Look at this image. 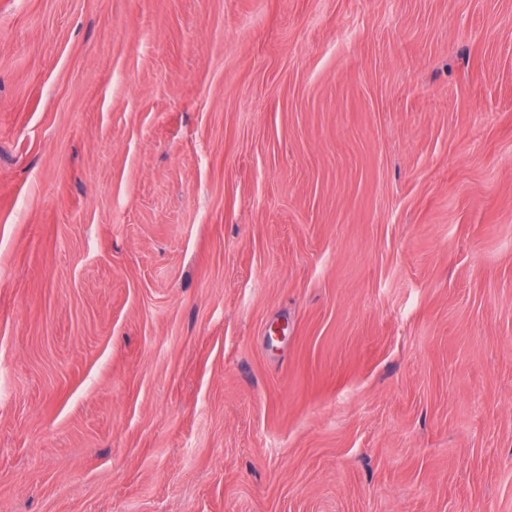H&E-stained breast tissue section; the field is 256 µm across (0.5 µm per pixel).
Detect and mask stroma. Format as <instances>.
I'll list each match as a JSON object with an SVG mask.
<instances>
[{
    "label": "stroma",
    "instance_id": "stroma-1",
    "mask_svg": "<svg viewBox=\"0 0 512 512\" xmlns=\"http://www.w3.org/2000/svg\"><path fill=\"white\" fill-rule=\"evenodd\" d=\"M0 512H512V0H0Z\"/></svg>",
    "mask_w": 512,
    "mask_h": 512
}]
</instances>
